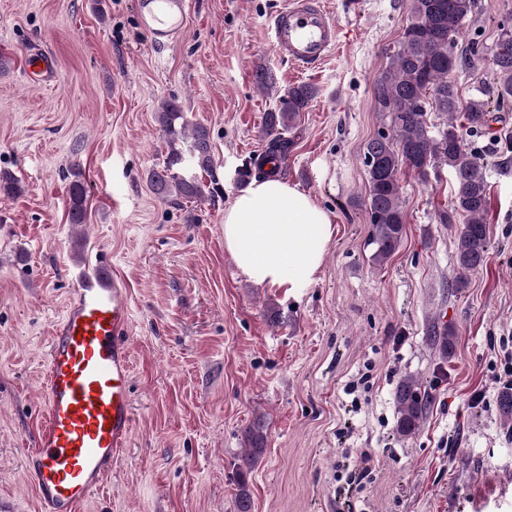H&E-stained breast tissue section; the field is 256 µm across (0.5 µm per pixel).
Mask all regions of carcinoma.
Here are the masks:
<instances>
[{
  "label": "carcinoma",
  "mask_w": 512,
  "mask_h": 512,
  "mask_svg": "<svg viewBox=\"0 0 512 512\" xmlns=\"http://www.w3.org/2000/svg\"><path fill=\"white\" fill-rule=\"evenodd\" d=\"M474 0H413L411 18L401 39L386 53L387 64L374 82V97L383 124L363 148L368 197L365 211L371 224L372 259L381 265L400 247L406 214L401 173L408 171L426 181L429 170L450 168L456 190L451 207L438 212L441 224H454L463 218L457 232L456 261L465 271L481 268L489 252L486 224L488 210V163L469 152L464 132L475 136L489 133L494 113L512 107V17L498 24L492 49L493 86L479 89L460 102L458 88L450 78L456 66L457 37L472 12ZM317 97L309 83L290 85L279 96L278 106L267 112L263 135L264 152L240 169L238 182L245 184L255 172H264L268 160L284 159L293 145L287 137ZM444 118L437 129L429 112ZM170 147L164 166L151 172L149 182L157 194L189 202L203 201L220 192L217 182L210 184L178 176L174 168L182 153L176 142L190 136V151L200 170L211 173L214 165L209 129L187 120L181 102L166 98L155 116ZM68 218L71 224H84L87 217V187L79 165L70 167ZM21 192L20 182L11 173L0 172V193L10 197ZM451 332L435 323L427 327L431 345L448 357ZM396 431L401 436L414 434L430 406L428 393L413 380L404 381L396 393ZM248 448L238 468L237 512H251L252 498L248 473L265 452V434L257 422L246 431Z\"/></svg>",
  "instance_id": "cac0c4a2"
}]
</instances>
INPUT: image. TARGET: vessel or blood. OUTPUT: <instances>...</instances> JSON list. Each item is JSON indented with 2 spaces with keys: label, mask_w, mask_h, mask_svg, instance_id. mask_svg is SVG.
I'll list each match as a JSON object with an SVG mask.
<instances>
[{
  "label": "vessel or blood",
  "mask_w": 512,
  "mask_h": 512,
  "mask_svg": "<svg viewBox=\"0 0 512 512\" xmlns=\"http://www.w3.org/2000/svg\"><path fill=\"white\" fill-rule=\"evenodd\" d=\"M151 46L166 51L183 32L190 0H138ZM340 28L325 0H288L268 20L277 55L298 72L319 69L335 51ZM26 78L59 80L47 52H31ZM131 307L125 288L95 266L54 324L44 370V413L37 445L23 461L41 512H78L104 483L131 433Z\"/></svg>",
  "instance_id": "obj_1"
}]
</instances>
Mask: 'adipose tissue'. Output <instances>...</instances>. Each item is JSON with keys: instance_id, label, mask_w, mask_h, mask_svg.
Here are the masks:
<instances>
[{"instance_id": "ef3b65f1", "label": "adipose tissue", "mask_w": 512, "mask_h": 512, "mask_svg": "<svg viewBox=\"0 0 512 512\" xmlns=\"http://www.w3.org/2000/svg\"><path fill=\"white\" fill-rule=\"evenodd\" d=\"M334 233L329 213L277 176L252 177L224 210V250L258 285L295 291L314 283Z\"/></svg>"}]
</instances>
